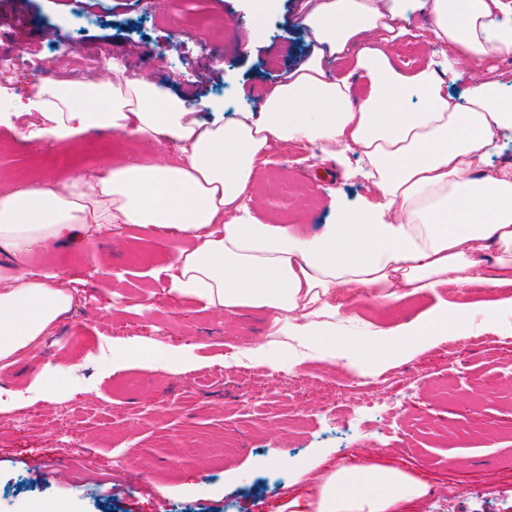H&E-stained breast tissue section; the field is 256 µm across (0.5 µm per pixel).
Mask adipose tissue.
Instances as JSON below:
<instances>
[{
    "label": "adipose tissue",
    "instance_id": "1",
    "mask_svg": "<svg viewBox=\"0 0 512 512\" xmlns=\"http://www.w3.org/2000/svg\"><path fill=\"white\" fill-rule=\"evenodd\" d=\"M424 14L442 52L413 69L391 45ZM298 23L310 53L258 106L203 123L198 107L113 63L105 83L39 86L29 136L68 143L94 129L174 143L172 161L28 183L0 193V363L11 365L72 307L36 254L95 239L115 224L161 226L186 244L161 271L205 307L262 308L272 334L316 345L318 358L358 372L421 352L474 321L495 325L512 298L472 308L437 302L414 318L364 334L347 328L338 296L381 306L474 280L512 284V165L487 177L496 130L512 129V96L479 81L457 102L447 90L458 60L474 70L512 52V0H303ZM354 59L329 77L327 56ZM421 105L404 107L410 96ZM275 142L357 152L377 194L337 210L322 232L256 220L245 201ZM409 475L377 465L322 478L313 512H391L425 494Z\"/></svg>",
    "mask_w": 512,
    "mask_h": 512
}]
</instances>
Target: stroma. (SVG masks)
<instances>
[{
  "mask_svg": "<svg viewBox=\"0 0 512 512\" xmlns=\"http://www.w3.org/2000/svg\"><path fill=\"white\" fill-rule=\"evenodd\" d=\"M300 0H275L253 17L250 0H95L94 23L72 31L75 0H0V86L13 111L38 86L59 81L48 60L73 53L101 60L89 80L107 81L103 62L120 57L129 72L186 97L198 76L222 73L203 91L199 113L228 98L257 105L282 73L309 51L295 17ZM265 31L250 37L252 23ZM14 113V111H13ZM35 115L0 125V192L57 173L109 170L175 158L170 142L93 130L72 145L26 140ZM248 203L268 224L308 233L331 223L336 207H358L374 194L355 155L330 158L321 145L275 143ZM170 231L127 224L81 251L62 247L35 257V270L58 275L73 308L7 367L0 387L18 395L0 412V512H292L329 471L368 461L402 471L429 492L392 512H512V316L477 336H450L354 384L342 365L312 358L274 370L251 356L268 343V312L217 313L152 277L179 246ZM512 297V286L474 281L438 298L479 305ZM435 298V299H438ZM425 296L377 313L369 296L350 298L358 327L391 325L432 306ZM365 428L336 427L365 401ZM69 471L63 484L49 477ZM461 492L442 504L435 491Z\"/></svg>",
  "mask_w": 512,
  "mask_h": 512,
  "instance_id": "obj_1",
  "label": "stroma"
}]
</instances>
